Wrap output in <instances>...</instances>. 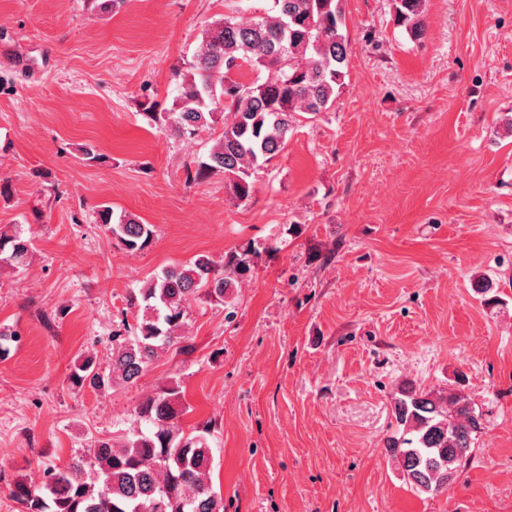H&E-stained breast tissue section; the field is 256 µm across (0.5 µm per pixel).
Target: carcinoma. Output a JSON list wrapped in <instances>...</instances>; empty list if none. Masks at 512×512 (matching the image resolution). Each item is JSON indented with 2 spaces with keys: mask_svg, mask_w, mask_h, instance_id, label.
<instances>
[{
  "mask_svg": "<svg viewBox=\"0 0 512 512\" xmlns=\"http://www.w3.org/2000/svg\"><path fill=\"white\" fill-rule=\"evenodd\" d=\"M271 2L261 15L215 21L179 84L175 107L146 113L178 136L221 125L195 178L224 174L237 201L251 196L252 173L286 148L300 117L331 108L349 65L341 0ZM424 2L395 0L398 22L415 37L423 32ZM243 68L266 76L243 82L233 76ZM100 221L129 251H141L154 239V226L132 214L116 217L106 207ZM32 249L21 226L0 228V268L24 264ZM255 254L249 245L219 262L199 255L153 273L128 299L135 332L128 340L112 337L110 371H99L87 357L72 371V383L93 390L136 383L160 351L184 337L186 301L199 294L228 300L250 273ZM187 411L183 387L172 378L138 403L139 425L118 441L101 440L66 465L47 468L38 487L15 484L10 495L19 512H224L209 483L208 429L185 432L181 417ZM393 416L397 428L386 451L405 483L417 493L447 491L482 432V414L459 389L408 387L394 397Z\"/></svg>",
  "mask_w": 512,
  "mask_h": 512,
  "instance_id": "cac0c4a2",
  "label": "carcinoma"
}]
</instances>
